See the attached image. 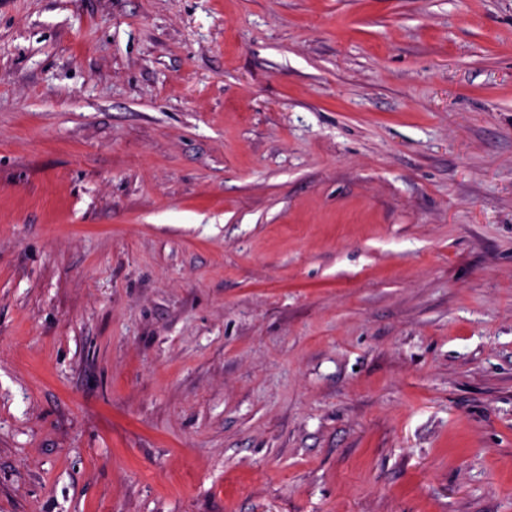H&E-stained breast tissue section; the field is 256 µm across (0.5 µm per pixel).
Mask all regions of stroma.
<instances>
[{"mask_svg":"<svg viewBox=\"0 0 512 512\" xmlns=\"http://www.w3.org/2000/svg\"><path fill=\"white\" fill-rule=\"evenodd\" d=\"M0 512H512V0H0Z\"/></svg>","mask_w":512,"mask_h":512,"instance_id":"1","label":"stroma"}]
</instances>
